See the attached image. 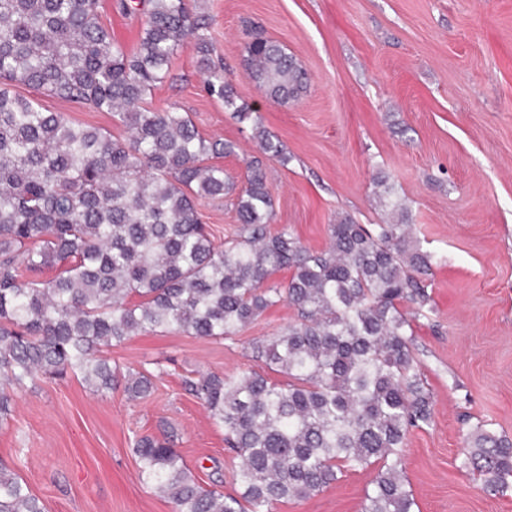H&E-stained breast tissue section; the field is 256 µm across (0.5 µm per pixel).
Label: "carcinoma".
Listing matches in <instances>:
<instances>
[{
    "label": "carcinoma",
    "mask_w": 512,
    "mask_h": 512,
    "mask_svg": "<svg viewBox=\"0 0 512 512\" xmlns=\"http://www.w3.org/2000/svg\"><path fill=\"white\" fill-rule=\"evenodd\" d=\"M138 4L145 21L129 52L102 23L99 0H0V420L12 415L15 391L40 375L72 372L96 393L121 386L129 400L144 399L150 376L123 373L103 348L158 328L232 340L286 300L296 319L253 352L288 382L251 369L182 379L224 427L239 460L238 495L201 486L168 434L135 441L141 477L174 512H272L323 491L346 468L374 466L363 512H414L403 449L413 429L430 425L433 404L411 320L430 312L434 255L413 240L406 201L377 181L385 223L344 217L329 225L322 251L286 227L272 231L261 159L247 162L237 193L224 168L207 163L234 153L232 142L203 137L186 113L144 107L192 39L207 93L252 123L264 156L287 161L214 64L209 16L187 0ZM244 53L272 101L307 92V70L280 44L257 35ZM16 85L109 112L129 135L44 112ZM232 192L240 227L218 245L198 205ZM284 269L285 284L273 279ZM460 454L486 490L512 486L511 439L478 425ZM0 512H45L3 461Z\"/></svg>",
    "instance_id": "cac0c4a2"
}]
</instances>
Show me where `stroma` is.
Wrapping results in <instances>:
<instances>
[{
  "label": "stroma",
  "instance_id": "1",
  "mask_svg": "<svg viewBox=\"0 0 512 512\" xmlns=\"http://www.w3.org/2000/svg\"><path fill=\"white\" fill-rule=\"evenodd\" d=\"M99 0L113 38L136 50L144 18L137 0ZM211 19L212 59L230 73L242 102L259 112L287 163L268 161L272 230L288 228L313 251L347 216L379 224L372 190L385 177L407 198L413 235L436 255L426 283L429 318L414 321V349L434 416L414 430L404 457L415 512H512V492H486L462 464L477 425L512 438V0H200ZM281 43L308 71L299 100L270 101L247 75L250 27ZM193 44L174 58L149 108L188 113L199 133L233 142L214 158L236 186L258 146L250 123L209 97ZM44 110L126 136L110 113L20 85ZM215 242L239 225L231 198L198 206ZM296 318L280 303L231 340L159 329L105 348L122 370L152 373L154 391H90L81 378L41 377L16 398L0 426V459L46 512H173L139 476L134 440L174 430L183 462L201 483L235 493L238 464L224 428L182 388L203 372H265L256 340ZM267 372V371H266ZM374 468L344 469L305 500L272 512H362Z\"/></svg>",
  "mask_w": 512,
  "mask_h": 512
}]
</instances>
